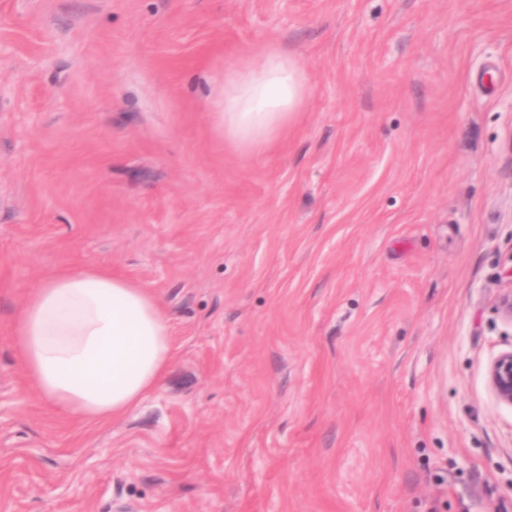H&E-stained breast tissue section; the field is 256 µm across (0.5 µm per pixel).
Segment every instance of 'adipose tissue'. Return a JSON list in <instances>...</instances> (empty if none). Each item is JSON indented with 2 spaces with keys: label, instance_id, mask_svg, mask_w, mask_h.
Here are the masks:
<instances>
[{
  "label": "adipose tissue",
  "instance_id": "obj_1",
  "mask_svg": "<svg viewBox=\"0 0 512 512\" xmlns=\"http://www.w3.org/2000/svg\"><path fill=\"white\" fill-rule=\"evenodd\" d=\"M307 97L295 57L271 47L258 65L224 72V135L247 153L288 128ZM13 340L36 394L89 424L121 417L158 389L173 358L168 320L149 289L95 267L38 284L14 318Z\"/></svg>",
  "mask_w": 512,
  "mask_h": 512
}]
</instances>
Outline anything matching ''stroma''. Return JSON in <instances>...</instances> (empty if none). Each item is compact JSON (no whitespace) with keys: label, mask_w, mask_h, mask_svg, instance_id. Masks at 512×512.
I'll return each instance as SVG.
<instances>
[{"label":"stroma","mask_w":512,"mask_h":512,"mask_svg":"<svg viewBox=\"0 0 512 512\" xmlns=\"http://www.w3.org/2000/svg\"><path fill=\"white\" fill-rule=\"evenodd\" d=\"M278 45L305 109L224 138ZM94 266L171 325L86 425L13 340ZM512 0H0V512H512ZM306 97L296 58L270 46L258 65L224 71V136L244 152L261 151L302 112ZM487 373L495 399L499 403L512 406V350L492 358Z\"/></svg>","instance_id":"obj_1"}]
</instances>
